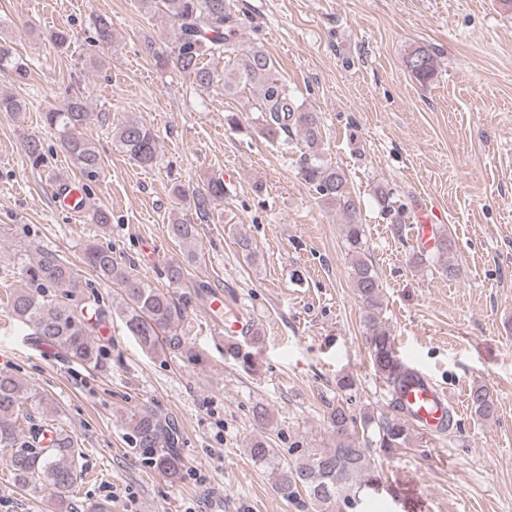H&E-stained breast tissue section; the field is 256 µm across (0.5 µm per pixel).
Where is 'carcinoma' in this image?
Here are the masks:
<instances>
[{"label":"carcinoma","instance_id":"cac0c4a2","mask_svg":"<svg viewBox=\"0 0 512 512\" xmlns=\"http://www.w3.org/2000/svg\"><path fill=\"white\" fill-rule=\"evenodd\" d=\"M152 2L156 10L173 22L169 50L153 52L158 66L171 63L197 86L208 88L222 79L211 62L224 61V67L230 68L235 76L234 81L224 83V91L232 94L240 87L249 89L251 106L261 118L259 134L275 141L282 133L294 131L304 143L301 161L305 181L321 201L338 207L345 218L343 233L353 255L355 295L366 307L364 321L373 366L385 379L389 391L398 390L405 378V367L396 354L389 330L379 318L381 283L364 258L365 230L358 222L360 200L349 191L344 172L325 160L319 114L296 105L262 47L243 46L226 0ZM405 66L418 81L425 82L435 75V54L427 47H417L405 58ZM4 69L19 79L26 78L28 73L27 64L16 57L12 46L0 42V70ZM89 116L81 92L68 95L60 106L44 113L45 124L59 136L61 147L85 180L81 186L85 192L101 177L104 165L95 142L84 134ZM112 142L142 167L149 168L157 160L156 136L151 126L141 120L116 124ZM25 153L33 166L45 165L39 139H26ZM172 194L193 208L199 221L206 222L214 217L215 203L224 199V181L210 179L190 191L176 185ZM168 233L186 248L187 254H195L196 225L176 218L168 225ZM449 247L448 235L440 234L433 251L415 255V262H439L448 255ZM83 263L100 281L119 286L117 298L105 303L69 263L54 253L44 252L23 268L25 288L5 289L8 313L60 353L93 368L103 367L107 355L94 336L114 313L122 318L129 335L147 350L156 349L164 341L181 342L177 329L184 313L169 293L128 275L112 257V250L95 243L85 247ZM29 398L30 390L20 379L0 371V453L17 482L34 493L49 489L63 512H78L69 493L82 478L81 450L59 425L54 426L56 439L47 444L22 437V424L29 420L23 405ZM470 403L474 416L480 420H491L497 413L496 399L483 385L471 388ZM328 426L333 447L306 448L290 461L278 459L277 449L263 436L253 437L247 451L256 463L273 466L278 490L289 496L305 495L314 512H354L361 503L363 489L378 481V472L371 462V446L385 453L405 447L409 443L408 425L397 415L376 417L365 412L355 418L337 406L329 413ZM173 440L172 425L148 409L131 420V444L147 455L155 470L172 479L182 472L181 458L171 451Z\"/></svg>","mask_w":512,"mask_h":512}]
</instances>
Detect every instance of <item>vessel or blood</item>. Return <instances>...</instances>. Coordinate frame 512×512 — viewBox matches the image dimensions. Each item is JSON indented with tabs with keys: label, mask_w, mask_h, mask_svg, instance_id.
<instances>
[{
	"label": "vessel or blood",
	"mask_w": 512,
	"mask_h": 512,
	"mask_svg": "<svg viewBox=\"0 0 512 512\" xmlns=\"http://www.w3.org/2000/svg\"><path fill=\"white\" fill-rule=\"evenodd\" d=\"M213 324L237 329L241 321L234 312L225 310L224 298L214 295L209 304ZM396 404L400 413L417 429L428 433H442L448 426L451 401L445 390L418 369H410L404 385L397 391Z\"/></svg>",
	"instance_id": "vessel-or-blood-1"
}]
</instances>
